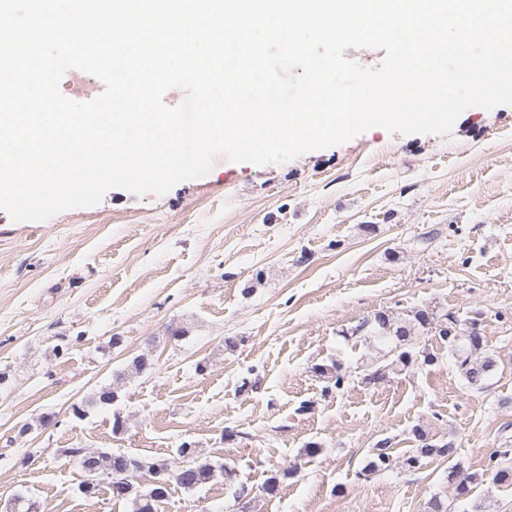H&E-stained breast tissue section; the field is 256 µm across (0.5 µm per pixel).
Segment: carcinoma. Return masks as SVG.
<instances>
[{"label":"carcinoma","mask_w":512,"mask_h":512,"mask_svg":"<svg viewBox=\"0 0 512 512\" xmlns=\"http://www.w3.org/2000/svg\"><path fill=\"white\" fill-rule=\"evenodd\" d=\"M415 321L424 331L433 330L441 340L448 345V352L454 359L460 374L467 382L475 387L482 385L487 375L495 368V360L485 351L484 337L476 328V320H460L457 317H448L444 314L438 318L427 310H418L414 314ZM351 335L360 336L366 341L377 345V356L372 363V370L364 374V381L380 383L391 373L401 372L409 367L412 360L411 352L407 347L412 344V327L404 322L396 321L385 313H378L370 319H365L351 331ZM314 372L320 376H331L333 386L341 390L344 386L346 374L341 372L338 365L327 368L323 365L314 367ZM415 448L402 461L403 467L416 470L421 466L422 460L435 456L448 457L454 452L451 443L442 445L432 441L429 433L421 428L412 431ZM389 442H381L364 470L369 473L384 471L391 465L388 453ZM68 453L80 457V462H89L95 471V478L102 475L113 476L130 485L131 492L124 496L133 505V512H157L159 500L152 491L143 492L131 481L132 473L138 470H168L164 463L140 461V467L128 464L122 455L109 452H86L82 448H70ZM493 463L494 479L498 483L512 484V450L505 448L496 452L491 458ZM214 469L209 464L183 466L175 472L174 482L191 490L208 482L213 477ZM479 474L464 475V483H455V493L458 498H465L471 494L476 485L480 483Z\"/></svg>","instance_id":"cac0c4a2"}]
</instances>
